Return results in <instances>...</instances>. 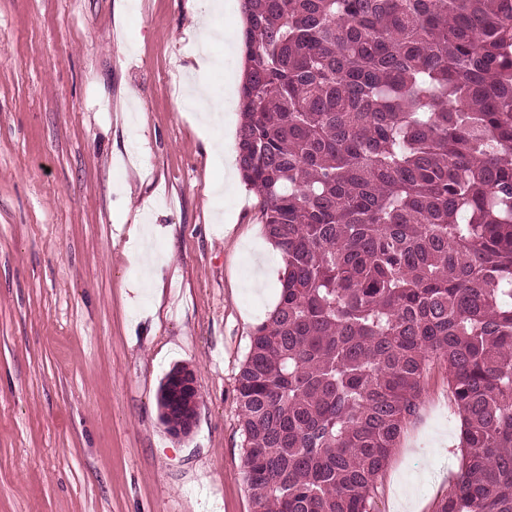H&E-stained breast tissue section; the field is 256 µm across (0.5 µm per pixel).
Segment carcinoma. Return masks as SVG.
Returning <instances> with one entry per match:
<instances>
[{
  "mask_svg": "<svg viewBox=\"0 0 512 512\" xmlns=\"http://www.w3.org/2000/svg\"><path fill=\"white\" fill-rule=\"evenodd\" d=\"M242 9L236 152L284 263L237 376L252 512H374L435 367L436 512H512V0Z\"/></svg>",
  "mask_w": 512,
  "mask_h": 512,
  "instance_id": "obj_1",
  "label": "carcinoma"
}]
</instances>
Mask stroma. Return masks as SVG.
Here are the masks:
<instances>
[{
  "mask_svg": "<svg viewBox=\"0 0 512 512\" xmlns=\"http://www.w3.org/2000/svg\"><path fill=\"white\" fill-rule=\"evenodd\" d=\"M239 5L0 0V512H252L235 386L282 265L258 192L223 186ZM203 23L224 38L202 57ZM196 76L222 96L207 124L183 97ZM135 224L153 227V272ZM179 366L197 382L187 437L157 405ZM458 443L431 370L374 512L402 491L435 512Z\"/></svg>",
  "mask_w": 512,
  "mask_h": 512,
  "instance_id": "stroma-1",
  "label": "stroma"
}]
</instances>
